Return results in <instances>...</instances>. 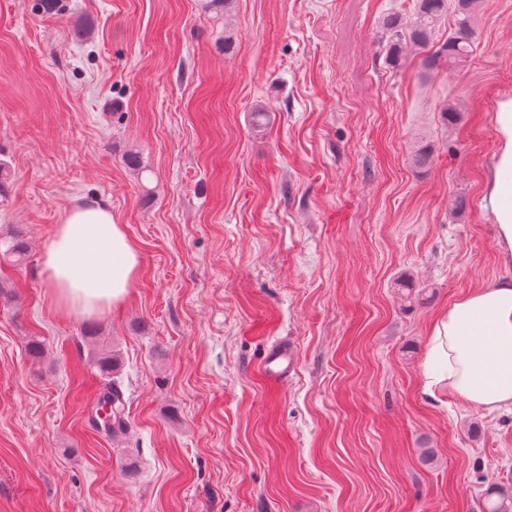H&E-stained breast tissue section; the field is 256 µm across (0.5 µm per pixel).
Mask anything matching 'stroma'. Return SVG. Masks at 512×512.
I'll return each mask as SVG.
<instances>
[{"mask_svg":"<svg viewBox=\"0 0 512 512\" xmlns=\"http://www.w3.org/2000/svg\"><path fill=\"white\" fill-rule=\"evenodd\" d=\"M416 5L0 0V240L29 246L0 254V512H477L512 481V411L421 388L431 322L512 278L480 206L512 0H481L471 60L436 71L408 43L390 60L386 23ZM89 199L140 259L93 342L40 273ZM279 344L294 363L273 385ZM292 361L293 357L291 352L288 353L287 346L270 350L263 365V376L271 381L282 378L291 367ZM122 392L117 381L108 380L102 386V392L99 399L97 426L107 435L116 436L127 431L128 423L126 421L125 403L122 399ZM106 411L99 416L101 410Z\"/></svg>","mask_w":512,"mask_h":512,"instance_id":"1","label":"stroma"}]
</instances>
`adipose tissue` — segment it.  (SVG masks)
Wrapping results in <instances>:
<instances>
[{
	"label": "adipose tissue",
	"instance_id": "obj_1",
	"mask_svg": "<svg viewBox=\"0 0 512 512\" xmlns=\"http://www.w3.org/2000/svg\"><path fill=\"white\" fill-rule=\"evenodd\" d=\"M497 147L483 185L482 208L497 226L504 263L512 264V95L493 117ZM139 253L102 201L72 205L42 254L51 304L94 316L126 299L139 271ZM422 391L433 400L454 396L490 412L512 410V279L458 298L428 331Z\"/></svg>",
	"mask_w": 512,
	"mask_h": 512
}]
</instances>
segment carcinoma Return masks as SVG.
I'll return each mask as SVG.
<instances>
[{"mask_svg": "<svg viewBox=\"0 0 512 512\" xmlns=\"http://www.w3.org/2000/svg\"><path fill=\"white\" fill-rule=\"evenodd\" d=\"M479 0H455L452 27L448 41L439 47H434L435 31L442 18L448 15V0H418L416 17L407 30H402L395 20L387 23V29L392 31L394 43L390 50L393 61H399L400 43L407 39L413 45L431 49L425 58L430 69L440 63L450 66L461 65L471 57L473 49V31ZM94 362L99 370L107 375L114 373L120 364L119 356L112 350H102L94 355ZM99 409L104 414L98 416L97 426L110 436H116L127 431L125 403L117 381L110 379L102 386L99 399ZM486 497H497L488 503L484 512H512V491L503 490L495 485L486 492Z\"/></svg>", "mask_w": 512, "mask_h": 512, "instance_id": "carcinoma-1", "label": "carcinoma"}]
</instances>
